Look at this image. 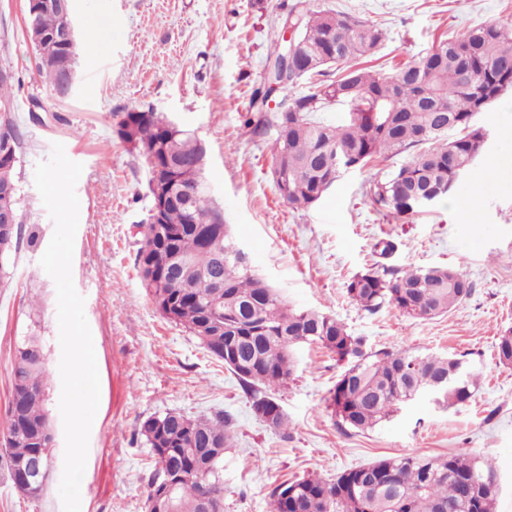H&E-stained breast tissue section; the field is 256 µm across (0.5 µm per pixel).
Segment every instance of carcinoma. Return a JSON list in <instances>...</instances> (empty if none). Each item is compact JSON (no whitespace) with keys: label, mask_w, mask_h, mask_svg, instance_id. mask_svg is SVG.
<instances>
[{"label":"carcinoma","mask_w":512,"mask_h":512,"mask_svg":"<svg viewBox=\"0 0 512 512\" xmlns=\"http://www.w3.org/2000/svg\"><path fill=\"white\" fill-rule=\"evenodd\" d=\"M310 10L301 17L302 38L312 67L302 74L310 88L291 93L300 78L279 65L284 47L276 41L268 56L274 63L252 104L269 97L292 112H261L245 120L255 137L272 139L273 164L281 165L290 206L307 208L349 170L363 171L408 152L410 158L385 177L371 175L365 193L386 218L419 212L415 197H447L483 153V127L475 116L512 89V18L450 33L419 57L390 69L360 67L354 60L373 56L386 33L360 16ZM46 32L60 26L48 6L34 17ZM38 73L51 87L60 81V66L44 56ZM334 105L347 108L345 118L324 117ZM120 139L144 158L147 196L165 180L174 198L161 212L164 242L139 264L143 286L168 321L183 326L232 372L251 399V408L273 413L272 427L285 416L271 391L288 384L294 373L293 348L317 344L347 363L336 381L332 413L346 429L365 431L389 420L398 406L434 394L441 406L471 399L478 374L464 360L416 355L404 349L371 352L336 317L292 307L273 285L262 289L254 274L238 264L234 245L224 237V210L199 184L193 171L200 146L186 131H172L155 112H126ZM20 134L11 125L0 135V175L16 181ZM23 224L14 225L10 242L0 248V288L11 284L14 254ZM224 252V262L215 252ZM223 283L224 309L236 314L208 320L207 312ZM349 298L369 313L386 307L420 320L449 312L472 293L460 269L425 266L399 269L381 263L353 275ZM234 350L252 368L241 372L224 356ZM45 357L33 333L18 345L11 371L9 438L0 461L13 485L26 479L19 465L45 451L51 423L46 408ZM164 429L141 424L139 434L154 455V482L161 470L182 475L170 497L168 512H205V492L224 493L221 463L232 446L229 418L218 412L191 416L180 411L162 415ZM488 460L462 449L442 457L406 455L383 458L347 469L336 479L309 476L285 480L271 492L272 512H495L497 487Z\"/></svg>","instance_id":"obj_1"}]
</instances>
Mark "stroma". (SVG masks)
Wrapping results in <instances>:
<instances>
[{
	"label": "stroma",
	"mask_w": 512,
	"mask_h": 512,
	"mask_svg": "<svg viewBox=\"0 0 512 512\" xmlns=\"http://www.w3.org/2000/svg\"><path fill=\"white\" fill-rule=\"evenodd\" d=\"M298 0H74L78 27L75 91L58 97L35 70L26 0H0V68L13 72V118L22 133L16 179L25 229L13 280L0 288V432L7 427L14 352L22 337L44 338L49 413L61 425L57 293L40 258L54 223L34 184L53 144L81 163L74 285L85 299L99 362L100 403L82 478L81 512H144L153 463L141 421L176 409L231 415L236 442L224 453V512H269L274 486L309 473L324 479L389 457H439L467 449L494 464L496 512H512V365L495 344L512 330V91L476 117L483 155L448 198L406 220H386L363 192L364 172L345 173L312 206L295 209L274 184L272 143L244 121L261 86L280 21ZM313 10L349 12L384 29L371 62L423 54L449 29L512 16V0H308ZM107 20L112 35L95 47ZM153 109L189 129L207 150L204 177L224 208L235 246L300 309L335 316L378 351L467 360L481 373L470 400L440 410L419 399L365 432L340 431L330 407L343 371L315 345L294 347L293 380L275 394L287 422L258 419L235 376L185 328L166 320L138 275L140 226L149 207L146 164L115 133L117 114ZM397 244V268L456 266L474 284L448 313L416 320L386 308L368 313L347 281L376 262L373 245ZM55 463L43 496L13 487L0 468V512H62Z\"/></svg>",
	"instance_id": "35a3bbf8"
}]
</instances>
